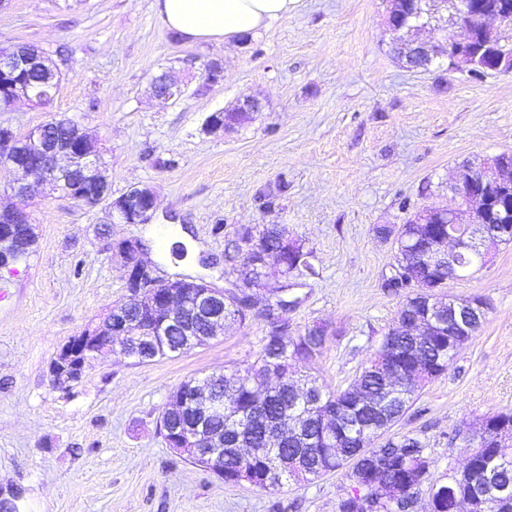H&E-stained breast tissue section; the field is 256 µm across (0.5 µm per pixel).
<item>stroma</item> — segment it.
I'll list each match as a JSON object with an SVG mask.
<instances>
[{"label":"stroma","mask_w":512,"mask_h":512,"mask_svg":"<svg viewBox=\"0 0 512 512\" xmlns=\"http://www.w3.org/2000/svg\"><path fill=\"white\" fill-rule=\"evenodd\" d=\"M155 0H0V48L31 45L61 72L47 104L0 105V125L23 134L67 118L95 142L113 195L152 187L144 224H110L94 209L40 187L26 200L36 243L0 268V496L20 512H337L343 472L287 481L275 491L225 484L176 455L159 420L185 380L245 367L261 348L260 320L228 324L209 344L143 364L120 351L54 389L60 348L127 296L111 246L141 241L164 278L204 277L229 288L246 251L240 226L283 224L312 249L315 276L287 285L292 330L328 328L320 356L301 367L328 390L346 387L398 317L403 298L380 286L395 261L379 225L409 211L457 207L454 168L512 152V73L480 80L440 66L406 68L390 52L386 0H299L258 37L190 43L161 23ZM225 78L207 85L205 64ZM186 87L154 97L153 75ZM249 94L263 104L244 125L206 134L207 117ZM278 204L265 209L263 195ZM443 295L481 297V328L447 371L392 426L428 445L430 476L461 467L463 422L512 410V243Z\"/></svg>","instance_id":"1"}]
</instances>
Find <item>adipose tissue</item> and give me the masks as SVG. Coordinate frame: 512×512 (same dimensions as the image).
Instances as JSON below:
<instances>
[{
  "label": "adipose tissue",
  "instance_id": "adipose-tissue-1",
  "mask_svg": "<svg viewBox=\"0 0 512 512\" xmlns=\"http://www.w3.org/2000/svg\"><path fill=\"white\" fill-rule=\"evenodd\" d=\"M296 0H155L168 30L192 41L225 43L254 37L293 10Z\"/></svg>",
  "mask_w": 512,
  "mask_h": 512
}]
</instances>
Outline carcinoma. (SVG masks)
I'll list each match as a JSON object with an SVG mask.
<instances>
[{
	"label": "carcinoma",
	"mask_w": 512,
	"mask_h": 512,
	"mask_svg": "<svg viewBox=\"0 0 512 512\" xmlns=\"http://www.w3.org/2000/svg\"><path fill=\"white\" fill-rule=\"evenodd\" d=\"M489 13L505 18L511 16L512 0H472L468 37L491 52L497 37L481 23V17ZM416 231L411 217L396 231L387 226L376 228L377 235L384 239L395 232L399 238L407 239ZM287 238V226L278 224L265 226L258 232L251 227H243L238 232L239 243L247 245L256 241L264 251L270 247L283 250V241ZM312 256L313 251L303 243L294 248V254H283L282 275L286 278L315 275ZM264 277L263 265L247 261L238 270L235 287L259 286ZM430 277L431 273L418 266L394 267L382 275L381 288L405 295L399 317L424 315L438 304L436 295L415 292V287ZM224 317L241 323L247 320L232 293L224 299ZM327 339V329L319 323L293 336L268 332L261 340L254 375L237 370L224 374V395L228 396L224 401V482L235 484L239 482V473L246 472L252 474L259 487L275 490L280 483L267 480L269 471L277 463L288 465V460L298 455L310 472L315 471L317 465L329 472L345 471L352 489L340 500L338 512H364L365 499L359 491L372 496L375 483L387 487L420 484L430 474L433 461L427 445L415 435L389 438L371 457L359 456L358 449L372 443L381 428L394 425L413 406L421 388L448 369L445 360L448 328L443 327L432 336H410L403 343L391 329L383 336L369 363L347 387L332 392L319 385L302 400L296 392L297 364L319 356ZM148 351L153 360L175 356L172 341L166 338L157 339ZM267 375L275 376L276 385L270 387L261 381V377ZM323 403L336 405L340 412L333 440L324 441L318 436L312 446L296 441L285 443L274 454L265 450L261 437L263 427L282 425L292 414L317 421ZM504 463L512 466V444L502 446L490 434L486 452L473 476L478 479L484 470L492 471ZM467 490L468 487L457 484L442 486L435 495L434 512H448V496ZM485 492L488 512H512V497L498 506L497 488L488 484Z\"/></svg>",
	"instance_id": "obj_1"
}]
</instances>
